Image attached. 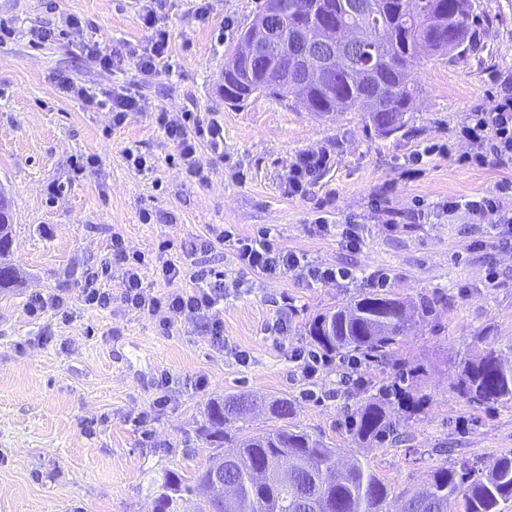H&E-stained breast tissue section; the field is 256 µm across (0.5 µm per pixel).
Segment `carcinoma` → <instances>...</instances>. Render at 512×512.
I'll list each match as a JSON object with an SVG mask.
<instances>
[{
    "label": "carcinoma",
    "instance_id": "carcinoma-1",
    "mask_svg": "<svg viewBox=\"0 0 512 512\" xmlns=\"http://www.w3.org/2000/svg\"><path fill=\"white\" fill-rule=\"evenodd\" d=\"M286 13L279 34L265 45L262 57L243 71L224 62V99L237 104L254 96L281 100L292 90L275 70L298 68L307 80L304 95L311 112H362L373 127L390 134L406 124L417 87L414 70L421 56L473 45L471 31L476 0H368L366 13L352 9L354 0H284ZM328 24L336 27V43L350 28H365L369 40L351 49L361 59L357 69L333 67L327 60H299V28ZM14 228L9 213L0 215V288L22 279L11 260ZM415 306L390 294L363 293L318 314L308 325L314 346L333 356H359L367 363L385 358L406 332V315ZM456 391L473 406L512 400V366L506 368L492 348L466 357ZM413 398L401 387L370 398L356 412L350 431L360 442H382L394 434L393 418L412 410ZM242 395L211 398L205 408L202 434L223 450L224 481L238 486L230 504L207 500L201 490L211 468L186 477L168 470L157 485L152 512H385L387 486L360 458L353 456L336 468V449L321 437L288 423L293 408L285 398L260 402L273 426L226 443L224 421L242 417ZM285 461L303 466L295 482H280L270 473ZM423 493L398 496V512H449L463 500L464 512H505L512 500V453L496 459L486 472L472 465L439 467L427 477Z\"/></svg>",
    "mask_w": 512,
    "mask_h": 512
}]
</instances>
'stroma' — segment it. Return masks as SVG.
Instances as JSON below:
<instances>
[{
    "mask_svg": "<svg viewBox=\"0 0 512 512\" xmlns=\"http://www.w3.org/2000/svg\"><path fill=\"white\" fill-rule=\"evenodd\" d=\"M479 2L474 48L457 61L424 59L406 126L384 135L362 113L321 116L294 97L225 101L224 61L264 0H209L205 20L197 0H0V185L15 203L12 258L24 274L19 287L0 289V512H151L153 480L207 463L212 448L200 427L217 394L288 399L296 426L369 463L390 489L387 512L435 468L483 470L512 453V400L477 408L455 390L475 337L512 350V239L495 230L496 215L446 210L448 200L512 179L510 162L457 161L471 150L463 113L493 110L512 84V0ZM148 6L169 38L151 76L127 57L151 41ZM45 28L51 40L38 39ZM105 55L116 58L108 70ZM66 77L103 99L126 90L140 108L114 125L107 108L60 92ZM162 110L223 124V155L197 153L206 181L182 174L154 119ZM311 151L329 153L331 164L292 194L288 172ZM417 154L418 174L405 177ZM89 157L94 165L75 175ZM320 216L332 232L314 233ZM225 224L244 236L270 229L306 262L352 276L267 279L236 265L228 245L198 251ZM342 224L359 225L357 249L347 248ZM116 235L144 255L148 294L184 288L161 269L189 251L198 269L223 272V336L202 335L186 312L165 319L117 300L84 306L85 276L115 263ZM377 272L388 292L425 306L424 316L384 363L361 366L362 383L344 378L339 357L303 376L297 356L311 349L308 322L371 291ZM39 293L62 297L68 316H31L27 301ZM411 366L421 375L402 380ZM398 380L425 400L398 424L405 442L354 443L358 408Z\"/></svg>",
    "mask_w": 512,
    "mask_h": 512,
    "instance_id": "1",
    "label": "stroma"
}]
</instances>
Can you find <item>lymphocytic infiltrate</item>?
<instances>
[{
    "instance_id": "lymphocytic-infiltrate-1",
    "label": "lymphocytic infiltrate",
    "mask_w": 512,
    "mask_h": 512,
    "mask_svg": "<svg viewBox=\"0 0 512 512\" xmlns=\"http://www.w3.org/2000/svg\"><path fill=\"white\" fill-rule=\"evenodd\" d=\"M60 87L65 92L76 94L86 105L99 107L109 104L113 121L117 124L123 121L128 112L139 106L135 96L128 92H114L105 101L99 99L92 87L76 84L68 78L61 81ZM156 121L174 143L185 175L201 182L206 181L204 169L197 161V151L205 147L215 154H223V125L214 121H201L190 112L173 119L168 112L161 111L157 113ZM461 127L473 150L461 155L460 163L481 166L492 157L501 161H512L511 96L504 97L494 111L465 113L461 119ZM508 196L512 197L511 179L498 182L491 191L480 197L463 202L449 201L447 209L451 212L465 210L479 220L490 212L498 214L500 233L512 234V210L501 207L503 198ZM216 239L232 246L237 264L260 276L273 277L295 272L316 283L337 278L344 280L348 277L347 271L339 268L302 263L294 251L288 250L267 229L254 236L242 237L225 228L218 231ZM183 275L189 276L190 288L162 300L145 292L138 266L128 263L116 272L111 265L104 264L100 269L88 272L80 297L85 305L97 308L111 306L113 298L117 297L126 306L151 315L163 308L173 312L186 310L194 314L199 327L207 335L222 336L224 326L218 306L224 299L223 274L211 277L207 272L199 271L190 276L184 266L171 262L162 267L164 279L171 280ZM114 277L119 280L120 292L116 295L104 286L105 281Z\"/></svg>"
}]
</instances>
